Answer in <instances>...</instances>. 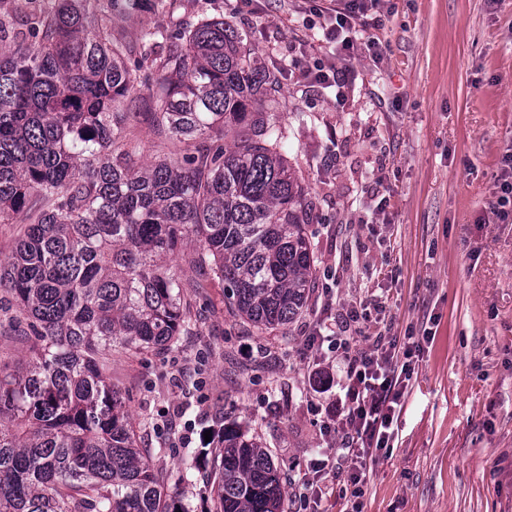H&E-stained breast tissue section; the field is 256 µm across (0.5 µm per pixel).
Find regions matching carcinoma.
Returning a JSON list of instances; mask_svg holds the SVG:
<instances>
[{
    "instance_id": "cac0c4a2",
    "label": "carcinoma",
    "mask_w": 512,
    "mask_h": 512,
    "mask_svg": "<svg viewBox=\"0 0 512 512\" xmlns=\"http://www.w3.org/2000/svg\"><path fill=\"white\" fill-rule=\"evenodd\" d=\"M96 0H54L15 28L0 16V224L24 225L0 258V293L29 343L0 368V512H188L139 447L112 382L113 354L169 350L192 333L172 257L224 284L228 313L260 331L299 318L316 258L307 187L282 153L279 70L251 59L221 17L146 30L137 53L99 24ZM148 12L155 0H111ZM169 152L135 159L139 71ZM230 139V144L222 143ZM214 512H283L278 468L227 427Z\"/></svg>"
}]
</instances>
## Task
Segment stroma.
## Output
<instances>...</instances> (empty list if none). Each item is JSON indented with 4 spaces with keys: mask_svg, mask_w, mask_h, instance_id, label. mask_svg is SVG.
<instances>
[{
    "mask_svg": "<svg viewBox=\"0 0 512 512\" xmlns=\"http://www.w3.org/2000/svg\"><path fill=\"white\" fill-rule=\"evenodd\" d=\"M99 19L138 44L147 27L223 15L248 35L259 65L287 68L291 46L324 56L318 29L290 0H171L152 12L97 0ZM382 63L349 65L334 89L283 79L276 95L284 151L313 201L309 230L336 272L334 309L365 302L346 333L367 347L380 321L426 335L390 455L370 463L364 512H512V223L494 209L512 152V0H380ZM321 306L312 293L293 323L258 333L224 306V288L193 301V335L111 366L141 447L207 512L209 428L256 436L291 484L325 451L300 349Z\"/></svg>",
    "mask_w": 512,
    "mask_h": 512,
    "instance_id": "35a3bbf8",
    "label": "stroma"
}]
</instances>
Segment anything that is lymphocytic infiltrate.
<instances>
[{"mask_svg":"<svg viewBox=\"0 0 512 512\" xmlns=\"http://www.w3.org/2000/svg\"><path fill=\"white\" fill-rule=\"evenodd\" d=\"M378 0H336L335 7L313 6L312 16L322 19L323 36L332 55L350 58L359 54L379 60L378 41L366 36L381 19L371 16ZM292 66L300 65L292 56ZM311 86L344 91L356 80L350 67L317 62L301 67ZM340 333L334 347L343 370L333 376L315 368L309 379L316 393L335 392V400L320 406L321 431L335 441V453L311 459L297 482L304 488L297 512H320L324 502L336 501L338 512H363L367 491V465L388 454L395 440V427L404 407V397L415 373L416 357L422 349L414 335H392L381 331L368 347L355 349L343 334L362 318L361 306L349 305L335 315Z\"/></svg>","mask_w":512,"mask_h":512,"instance_id":"1","label":"lymphocytic infiltrate"}]
</instances>
